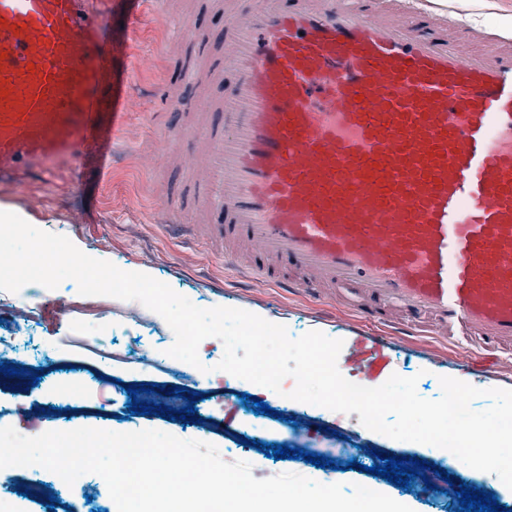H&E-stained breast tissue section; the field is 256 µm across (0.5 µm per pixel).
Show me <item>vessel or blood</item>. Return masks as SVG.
I'll return each instance as SVG.
<instances>
[{"label":"vessel or blood","mask_w":512,"mask_h":512,"mask_svg":"<svg viewBox=\"0 0 512 512\" xmlns=\"http://www.w3.org/2000/svg\"><path fill=\"white\" fill-rule=\"evenodd\" d=\"M114 0H0V186L103 175ZM214 122L180 210L254 282L341 286L381 322L512 364V41L465 52L404 0H225Z\"/></svg>","instance_id":"vessel-or-blood-1"}]
</instances>
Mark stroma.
I'll return each mask as SVG.
<instances>
[{"label":"stroma","instance_id":"stroma-1","mask_svg":"<svg viewBox=\"0 0 512 512\" xmlns=\"http://www.w3.org/2000/svg\"><path fill=\"white\" fill-rule=\"evenodd\" d=\"M446 0L444 5L417 0V6L433 18L446 20L451 13L468 10V27L512 33V0ZM154 17L132 27L138 0H115L108 42L112 48L110 82L115 97L126 100L124 129L112 142V167L103 180L86 178L67 188L43 187L42 206L29 212L28 194L0 187V206L28 215L34 227L67 236L88 256L107 260L126 271L151 270L155 279L168 284L201 308L236 307L261 311L270 322L285 325L290 337L317 330L343 342L338 356L342 374L353 382L371 377L373 386L391 375L417 377V392L426 399L441 395L439 379L453 377L480 389H512V370L465 371L458 364L461 350L432 336H390L384 351L360 348L364 336L378 328L377 322L330 297H313L285 288H259L249 277L235 274L224 264V249L215 241H193L173 234L167 225L176 210L167 198L190 188L186 169L166 155L169 126L199 121L201 113L218 112L224 86L206 74L208 57L191 58L180 28L190 21L211 55H220L224 42V0H154ZM193 59L195 73L181 84L187 97L198 98L199 109L168 112L158 93L170 74L180 72L186 59ZM41 309L31 335L22 339V359L41 371L39 383L0 373V410L9 411L7 425L20 434L36 436L50 430L94 427L115 432L159 430L184 440H198L223 449L225 461L251 464L255 478L295 473L322 484H342L345 493L354 485L373 490L409 506L412 512H450L451 484H467L494 492L498 504L512 512V490L499 477L478 471L463 462L449 460L447 450L423 448L418 443L398 441L365 428L358 414L336 418L330 410L301 402L287 404L273 390L219 371L224 354L218 338L199 347L200 366L170 360L167 350L175 336L157 313L136 301L108 298L95 302L78 292L74 280H64L57 289L46 288L33 295ZM59 301L63 310L53 311ZM112 330L115 342L110 355H103L93 336L98 327ZM156 385L154 403H162L166 389H181L183 396H196L197 422L169 421L155 415H133L127 407L128 386ZM81 395L83 413L71 414L68 392ZM256 396L275 408V416H259L242 394ZM262 425L261 446L251 445L254 425ZM268 444H283L323 456L335 457L337 449L361 446L370 449L363 468L348 470L318 468L305 460L267 457ZM390 455L426 461L424 477L400 488L370 474L377 465L375 450ZM449 480H441L440 471Z\"/></svg>","mask_w":512,"mask_h":512}]
</instances>
